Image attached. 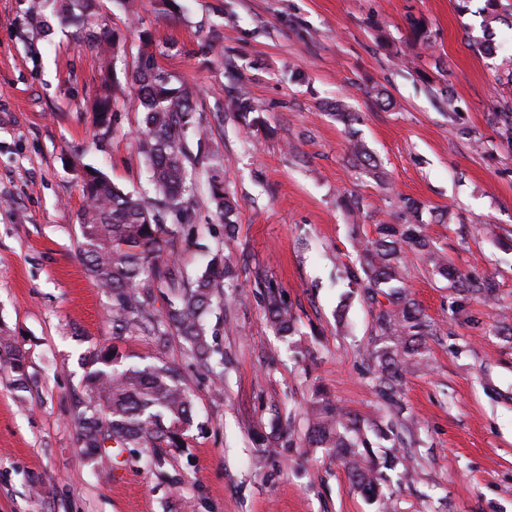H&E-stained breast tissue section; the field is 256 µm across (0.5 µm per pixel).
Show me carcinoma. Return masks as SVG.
<instances>
[{"label": "carcinoma", "instance_id": "cac0c4a2", "mask_svg": "<svg viewBox=\"0 0 512 512\" xmlns=\"http://www.w3.org/2000/svg\"><path fill=\"white\" fill-rule=\"evenodd\" d=\"M100 0H53L52 16L64 28L75 30L100 64V84L92 102L96 135L107 137L114 126L116 85L112 57L115 33L104 22ZM140 52L130 77L133 103L142 113L140 153L147 163L156 198L149 201L115 185L101 170L82 165L80 182L85 206L78 216V255L87 275L111 299L107 310L112 336L131 332L153 338L160 349L177 337L188 344L196 367L220 380L211 361L219 350L213 345L206 316L224 299V290L235 278L232 265L213 254L194 277H184L179 247L194 239L198 219L192 171L205 161L187 149L189 136L202 140L197 123L196 90L154 62L156 36L139 35ZM210 203L224 224V238L235 237L236 203L224 187L210 185ZM377 236L359 248L361 280L370 298L388 296L389 307L380 310L376 324L391 344L374 350L380 375L376 390L381 399L398 404L399 385L410 361L421 354L428 325L420 307L399 285L403 256L419 252L441 273H448L444 257L423 235L421 224H379ZM462 291L478 299L491 296V281L460 282ZM167 290L164 311L155 307V289ZM267 288V316L281 336L295 332L294 317L276 288ZM123 355L114 344H96L84 355L88 365L82 392L73 405L78 440L95 464L112 461L105 449L111 441L118 448H140L148 463L161 469L167 448H182L193 422L194 398L180 371L161 363L130 364L121 369ZM0 367L11 373L16 392L32 387L30 362L15 338L0 332ZM313 422L308 433L312 447L331 448L348 463L351 477L372 499L381 496L379 478L362 466L356 442L348 434L359 431L357 421L342 413L322 391L310 405Z\"/></svg>", "mask_w": 512, "mask_h": 512}]
</instances>
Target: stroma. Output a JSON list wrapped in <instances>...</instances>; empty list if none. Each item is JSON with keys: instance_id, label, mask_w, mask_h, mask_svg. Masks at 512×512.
I'll use <instances>...</instances> for the list:
<instances>
[{"instance_id": "35a3bbf8", "label": "stroma", "mask_w": 512, "mask_h": 512, "mask_svg": "<svg viewBox=\"0 0 512 512\" xmlns=\"http://www.w3.org/2000/svg\"><path fill=\"white\" fill-rule=\"evenodd\" d=\"M457 4L142 0L131 19L105 0L121 38L118 80L135 66L139 31L158 32L161 67L199 90L206 137L190 151L220 158L237 204L228 242L200 174L198 235L182 256L192 271L204 248H220L238 269L206 317L224 354L217 389L179 340L160 350L137 332L113 339L109 299L78 257L74 155L123 190L155 195L132 94L118 97L111 136L94 139L95 55L73 30L32 21L28 0H0V328L35 377L21 399L0 371V512H512V144L492 114L512 106V0H499L488 32L485 0ZM414 19L430 49L412 38ZM488 39L496 53L479 50ZM242 92L254 117L228 107ZM338 102L357 114L352 127L336 120ZM353 135L381 177L349 156ZM409 199L452 274L404 256V286L430 329L397 411L379 397L370 357L379 306L352 272L376 225L411 222ZM463 277L494 281L493 296L466 299ZM264 279L294 315L293 336L268 323ZM111 342L129 362L180 367L194 395L187 444L168 449L162 471L131 451L101 468L79 448L71 413L83 357ZM318 389L357 419L371 457L397 454L383 502L343 459L308 446Z\"/></svg>"}]
</instances>
